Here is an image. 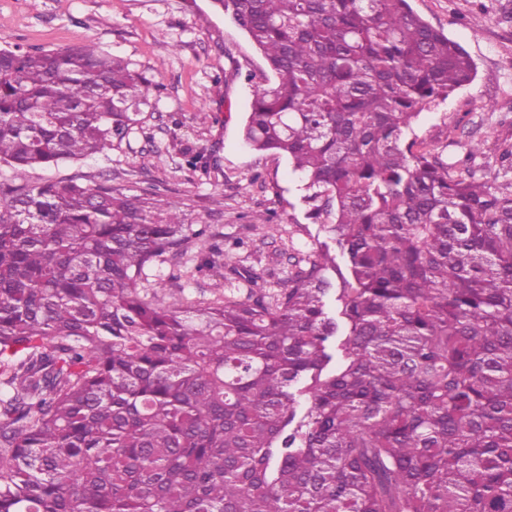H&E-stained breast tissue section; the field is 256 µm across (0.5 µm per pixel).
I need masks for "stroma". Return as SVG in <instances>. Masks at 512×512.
Masks as SVG:
<instances>
[{
    "instance_id": "1",
    "label": "stroma",
    "mask_w": 512,
    "mask_h": 512,
    "mask_svg": "<svg viewBox=\"0 0 512 512\" xmlns=\"http://www.w3.org/2000/svg\"><path fill=\"white\" fill-rule=\"evenodd\" d=\"M412 7L459 42L477 68L469 86L421 112L414 125L418 140L443 161L503 183L501 153L512 146V0H412ZM89 42L163 83L152 137L131 134L107 154L32 170L30 180L79 175L93 186L113 177L137 193L158 191L180 207L186 223L212 214L225 245L244 240L278 277L288 261L269 262L275 246L256 229L257 215L268 211L274 223L307 224V233L295 238L298 247L326 240L307 222L301 182L288 160L244 144L253 90L267 67L215 0H0V47L58 50ZM474 142L483 152L471 158ZM198 155L204 164L188 166ZM257 173L267 189L251 183Z\"/></svg>"
}]
</instances>
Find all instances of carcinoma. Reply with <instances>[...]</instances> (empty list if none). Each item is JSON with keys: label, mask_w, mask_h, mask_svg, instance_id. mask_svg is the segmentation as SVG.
<instances>
[{"label": "carcinoma", "mask_w": 512, "mask_h": 512, "mask_svg": "<svg viewBox=\"0 0 512 512\" xmlns=\"http://www.w3.org/2000/svg\"><path fill=\"white\" fill-rule=\"evenodd\" d=\"M273 74L244 139L313 241L277 280L158 192L34 169L144 131L162 84L0 49V512H512V191L413 124L476 66L409 0H219ZM224 257L207 303L149 287ZM343 332V363L329 368Z\"/></svg>", "instance_id": "1"}]
</instances>
